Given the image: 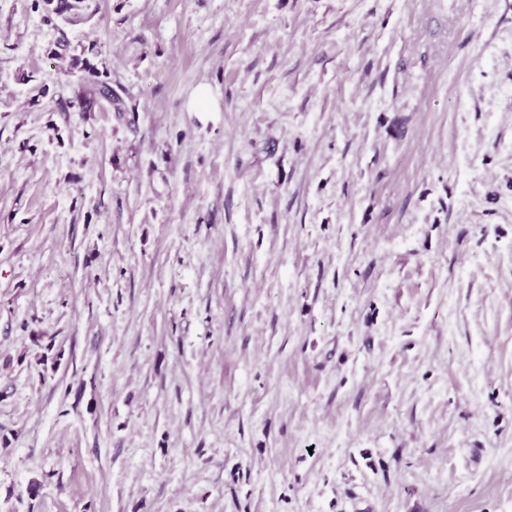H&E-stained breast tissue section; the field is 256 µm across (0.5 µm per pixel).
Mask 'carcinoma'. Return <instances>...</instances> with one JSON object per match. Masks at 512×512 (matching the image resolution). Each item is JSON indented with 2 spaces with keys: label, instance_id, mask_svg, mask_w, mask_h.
Returning a JSON list of instances; mask_svg holds the SVG:
<instances>
[{
  "label": "carcinoma",
  "instance_id": "obj_1",
  "mask_svg": "<svg viewBox=\"0 0 512 512\" xmlns=\"http://www.w3.org/2000/svg\"><path fill=\"white\" fill-rule=\"evenodd\" d=\"M81 0H35L36 8L44 12L43 20L51 21L54 15L62 16L80 8ZM56 58L67 60L64 71L77 75L73 86V99L80 111L90 112L93 108L105 101L114 106L117 112L124 111L121 98L112 87V80L105 69H100L95 59L98 52L94 46L82 48L79 52H68V46L57 44L50 50Z\"/></svg>",
  "mask_w": 512,
  "mask_h": 512
}]
</instances>
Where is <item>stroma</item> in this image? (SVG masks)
Wrapping results in <instances>:
<instances>
[{"label": "stroma", "mask_w": 512, "mask_h": 512, "mask_svg": "<svg viewBox=\"0 0 512 512\" xmlns=\"http://www.w3.org/2000/svg\"><path fill=\"white\" fill-rule=\"evenodd\" d=\"M32 3L0 512H512V0ZM62 36L123 111L71 106ZM35 6L38 10L44 12L43 20L46 22H51V17L53 15L62 16L66 13H69L73 10H78L80 8L81 0H35Z\"/></svg>", "instance_id": "stroma-1"}]
</instances>
